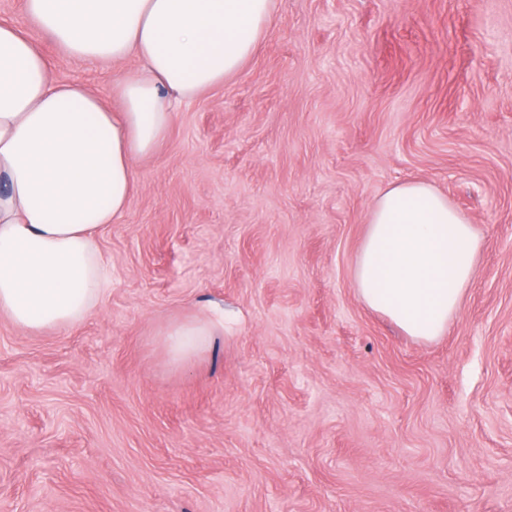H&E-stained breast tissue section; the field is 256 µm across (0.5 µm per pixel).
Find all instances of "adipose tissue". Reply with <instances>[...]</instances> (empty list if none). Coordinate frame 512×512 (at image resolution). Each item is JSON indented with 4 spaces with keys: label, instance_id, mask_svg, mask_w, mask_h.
Listing matches in <instances>:
<instances>
[{
    "label": "adipose tissue",
    "instance_id": "ef3b65f1",
    "mask_svg": "<svg viewBox=\"0 0 512 512\" xmlns=\"http://www.w3.org/2000/svg\"><path fill=\"white\" fill-rule=\"evenodd\" d=\"M276 0H24L0 21V316L30 334L90 316L106 286L96 234L127 210L134 163L177 107L223 85L254 54ZM121 71L106 107L56 82L38 47ZM353 267L360 300L418 339L443 335L477 272L473 224L431 183L407 181L371 206ZM214 332L177 322L163 344L189 362Z\"/></svg>",
    "mask_w": 512,
    "mask_h": 512
}]
</instances>
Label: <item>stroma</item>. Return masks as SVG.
<instances>
[{
  "mask_svg": "<svg viewBox=\"0 0 512 512\" xmlns=\"http://www.w3.org/2000/svg\"><path fill=\"white\" fill-rule=\"evenodd\" d=\"M43 49L111 102L116 67ZM134 173L95 312L0 317V512H512V0H277ZM421 179L482 239L431 340L351 277ZM205 315L172 367L163 329Z\"/></svg>",
  "mask_w": 512,
  "mask_h": 512,
  "instance_id": "1",
  "label": "stroma"
}]
</instances>
